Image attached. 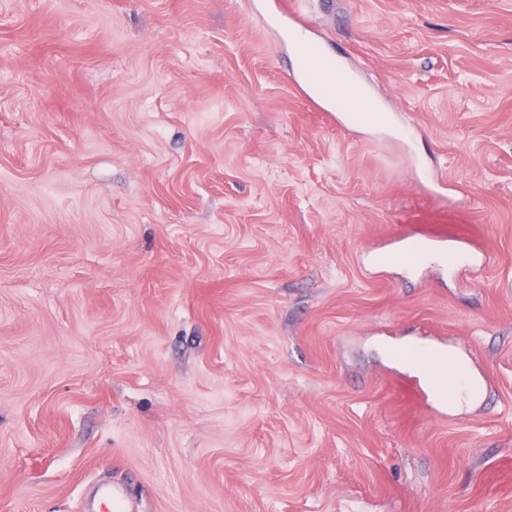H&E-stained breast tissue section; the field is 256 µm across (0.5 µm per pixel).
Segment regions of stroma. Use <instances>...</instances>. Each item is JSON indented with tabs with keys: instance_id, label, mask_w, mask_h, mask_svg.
<instances>
[{
	"instance_id": "35a3bbf8",
	"label": "stroma",
	"mask_w": 512,
	"mask_h": 512,
	"mask_svg": "<svg viewBox=\"0 0 512 512\" xmlns=\"http://www.w3.org/2000/svg\"><path fill=\"white\" fill-rule=\"evenodd\" d=\"M277 2L0 0V512H512V0H285L403 141L304 97ZM448 224L485 270L371 267ZM427 336L484 408L404 392ZM422 189L447 201L452 206L458 207L462 202L458 191L446 177L426 171L423 175Z\"/></svg>"
}]
</instances>
